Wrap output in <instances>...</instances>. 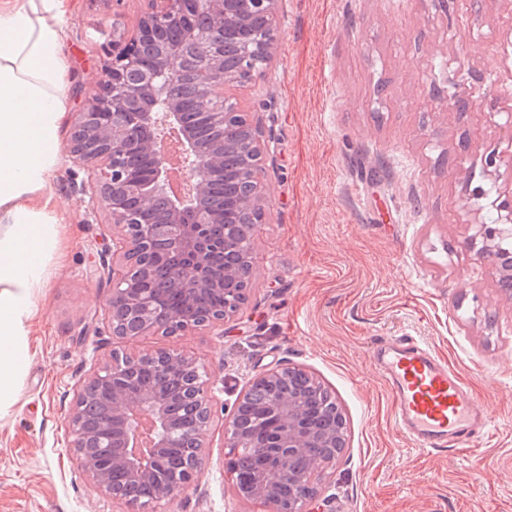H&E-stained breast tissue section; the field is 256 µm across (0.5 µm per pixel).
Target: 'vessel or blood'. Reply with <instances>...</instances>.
I'll return each mask as SVG.
<instances>
[{
    "instance_id": "vessel-or-blood-1",
    "label": "vessel or blood",
    "mask_w": 512,
    "mask_h": 512,
    "mask_svg": "<svg viewBox=\"0 0 512 512\" xmlns=\"http://www.w3.org/2000/svg\"><path fill=\"white\" fill-rule=\"evenodd\" d=\"M371 359L392 396L395 425L414 446L459 451L487 430V414L458 374L414 338L382 340Z\"/></svg>"
}]
</instances>
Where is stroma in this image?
I'll list each match as a JSON object with an SVG mask.
<instances>
[{"mask_svg":"<svg viewBox=\"0 0 512 512\" xmlns=\"http://www.w3.org/2000/svg\"><path fill=\"white\" fill-rule=\"evenodd\" d=\"M146 7L68 0L67 119L105 79L113 27L133 29ZM276 22L274 61L232 92L265 145L255 277L235 318L106 336L111 290L95 269L110 218L87 222L79 189L94 177L58 163L51 189L70 210L38 292L34 358L0 417V512H127L80 470L67 416L112 352L159 348L223 384L199 480L149 512H267L235 491L227 427L252 378L287 366L328 387L347 421L342 454L313 476L316 512H512V295L467 244L512 200V0H280ZM393 336L429 345L487 413L468 450H420L397 431L371 362Z\"/></svg>","mask_w":512,"mask_h":512,"instance_id":"obj_1","label":"stroma"}]
</instances>
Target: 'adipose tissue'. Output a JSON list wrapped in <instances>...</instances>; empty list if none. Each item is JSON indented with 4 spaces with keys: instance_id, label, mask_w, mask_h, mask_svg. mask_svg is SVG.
<instances>
[{
    "instance_id": "ef3b65f1",
    "label": "adipose tissue",
    "mask_w": 512,
    "mask_h": 512,
    "mask_svg": "<svg viewBox=\"0 0 512 512\" xmlns=\"http://www.w3.org/2000/svg\"><path fill=\"white\" fill-rule=\"evenodd\" d=\"M65 15V0H0V414L20 395L37 290L59 250L65 203L49 189L67 107Z\"/></svg>"
}]
</instances>
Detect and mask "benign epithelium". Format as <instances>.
I'll return each instance as SVG.
<instances>
[{"mask_svg":"<svg viewBox=\"0 0 512 512\" xmlns=\"http://www.w3.org/2000/svg\"><path fill=\"white\" fill-rule=\"evenodd\" d=\"M147 2L131 36L113 30L106 80L84 110L76 113L67 143L72 161L95 177L92 190L82 198L86 214L94 216L103 209L112 220L111 259L101 261L97 271L112 284L104 320L108 334L116 338L159 332L182 336L222 323L240 310L236 303L219 314L190 313L170 306L164 288L154 297L139 300L130 296L123 284L138 272H149L144 258L157 232L151 224H136L128 202L137 200L140 211L147 213L156 202L165 200L170 215L169 250L174 257L169 282L188 303L219 290L223 278L209 274L208 267L210 256L224 249V231L216 230L202 205L219 158L200 147L183 121L175 94L179 63L187 49L215 45L225 23H246L256 15L268 18L270 26L244 48L249 74L272 62L278 43V0ZM175 23L180 25V39L165 43L152 66H144V53L153 51L156 37ZM208 66V80L197 87L195 95L212 126L222 130L227 110L238 109L235 101L224 96V88L235 83V74L224 69L223 60L217 57L209 58ZM133 143L152 159V173L144 182L126 176L125 156ZM241 150L250 165L259 162L264 146L254 135ZM496 212L494 223L481 225L482 245L475 250L479 261L500 251L502 244L512 243V202L496 205ZM145 362L169 374L186 376L188 402L196 413L190 428L176 420L166 397L130 383L132 374ZM283 372V368L272 369L255 377L248 394H259ZM216 385L205 365L189 353L159 348L143 354H112L77 388L68 414L71 447L81 468L101 492L125 502L135 512L146 503L116 494L113 472H123L134 484L153 485V502L184 491L202 472ZM267 408L274 421L269 431L250 436L236 431L230 434L229 447L244 446L268 457L255 483L243 486L237 481L236 492L247 501L270 506L278 486L286 482L297 488V494L285 512H313L316 492L309 475L294 470L292 463L303 457L319 466L322 449L343 446L345 440H336L334 431L310 427L294 396L274 400Z\"/></svg>","mask_w":512,"mask_h":512,"instance_id":"obj_1","label":"benign epithelium"}]
</instances>
